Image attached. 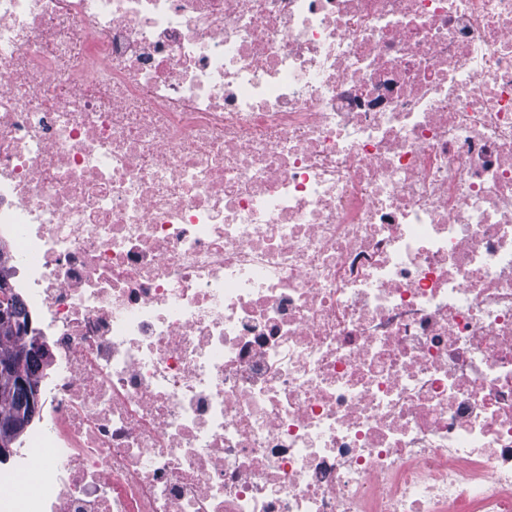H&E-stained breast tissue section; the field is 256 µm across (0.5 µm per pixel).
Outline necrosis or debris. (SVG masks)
<instances>
[{"label": "necrosis or debris", "instance_id": "1", "mask_svg": "<svg viewBox=\"0 0 512 512\" xmlns=\"http://www.w3.org/2000/svg\"><path fill=\"white\" fill-rule=\"evenodd\" d=\"M0 248V512H512V0H0ZM6 278L0 276V293L8 290V318L0 317V448H10L0 454V464L11 454L14 442L24 433L36 412L31 410L30 393L26 384L37 385L40 376L39 360L43 361L46 347L29 330V321L22 313L16 296ZM3 364V367L1 365Z\"/></svg>", "mask_w": 512, "mask_h": 512}]
</instances>
